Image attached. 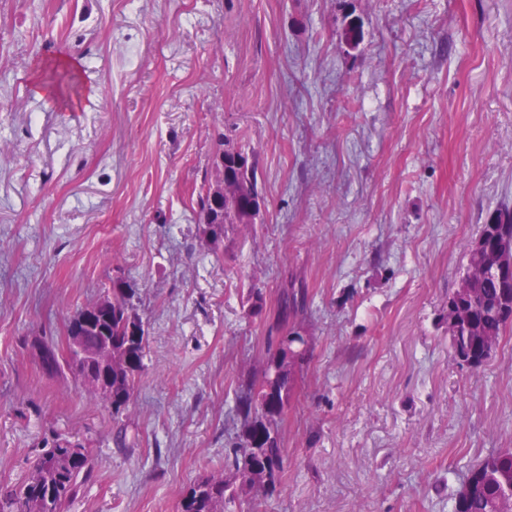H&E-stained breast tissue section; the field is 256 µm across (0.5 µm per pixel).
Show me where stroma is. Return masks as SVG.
<instances>
[{
  "label": "stroma",
  "instance_id": "1",
  "mask_svg": "<svg viewBox=\"0 0 512 512\" xmlns=\"http://www.w3.org/2000/svg\"><path fill=\"white\" fill-rule=\"evenodd\" d=\"M67 58L78 103L36 96ZM220 129L253 151L266 208L207 251L190 199ZM502 207L512 0H0V483L75 436L96 472L67 512H176L230 470L235 392L293 278L314 350L284 484L224 512H450L512 451V328L471 370L447 319ZM116 265L150 334L117 424L26 344L60 340Z\"/></svg>",
  "mask_w": 512,
  "mask_h": 512
}]
</instances>
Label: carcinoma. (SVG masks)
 Segmentation results:
<instances>
[{"mask_svg":"<svg viewBox=\"0 0 512 512\" xmlns=\"http://www.w3.org/2000/svg\"><path fill=\"white\" fill-rule=\"evenodd\" d=\"M217 152L224 153V164L217 160L202 171L201 184L193 199L199 219V246L215 250L237 227L255 224L264 204L258 185L254 155L224 134H219ZM224 187L222 211L213 207L210 191ZM512 225V210L496 211L481 231L508 246L512 237L500 234L498 225ZM490 255L467 248L465 272L476 276L467 298L471 327L463 326L450 345H461L483 352L481 339L500 340L512 319L501 317L502 290L485 276ZM112 313L83 328L82 346L86 357L83 370L94 376L85 391L94 400L106 401L100 392L98 376L103 367L97 358L104 340H112V418L128 408L137 389L149 339L132 334L143 327L136 300L139 289L122 275L111 278ZM308 313L305 285L289 281L282 286L275 312L267 317L264 356L253 377L245 378L236 396L234 412L241 433L233 448L234 475L218 471L199 477L181 495L177 512H224V504L240 496L268 497L281 488L286 471L281 423L291 407L298 376L311 350V338L302 322ZM87 446L70 448L58 437L45 444L32 462L24 480L17 485H0V512H62L72 496L94 476L95 465L83 457ZM470 485L460 488L451 512H501L512 498V452H493L469 470Z\"/></svg>","mask_w":512,"mask_h":512,"instance_id":"obj_1","label":"carcinoma"}]
</instances>
